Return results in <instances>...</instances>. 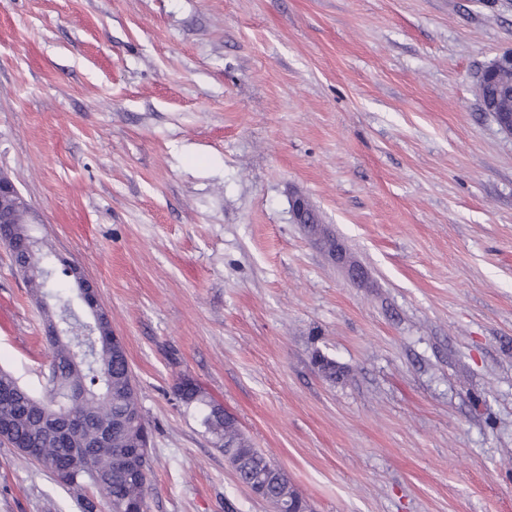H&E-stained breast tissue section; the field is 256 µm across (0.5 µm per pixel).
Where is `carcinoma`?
<instances>
[{
  "label": "carcinoma",
  "mask_w": 512,
  "mask_h": 512,
  "mask_svg": "<svg viewBox=\"0 0 512 512\" xmlns=\"http://www.w3.org/2000/svg\"><path fill=\"white\" fill-rule=\"evenodd\" d=\"M32 227L17 224L0 241L12 252L24 250ZM37 292L54 291L60 314L46 302L39 303L46 321L63 319L70 312L74 325L88 319L86 308L75 309L58 283L39 273L25 274ZM58 376L71 392L66 406L39 399L22 387L11 373L0 369V427L9 443L23 455L38 462L57 481L71 489L98 488L89 475L93 470L106 477L107 492L101 496L111 512H145L151 485V468L143 466L141 432L147 430L134 386L126 371V351L112 343V324L104 318L96 325L95 346L88 358L74 359L85 337L71 334L58 338L45 334ZM180 403L196 409L201 424L216 438V447L241 461L240 477L253 483L263 454L253 451L251 442L238 431L224 429V417L214 414L213 400L202 389L183 378L176 386ZM58 448H86L89 457L68 471L56 465Z\"/></svg>",
  "instance_id": "1"
}]
</instances>
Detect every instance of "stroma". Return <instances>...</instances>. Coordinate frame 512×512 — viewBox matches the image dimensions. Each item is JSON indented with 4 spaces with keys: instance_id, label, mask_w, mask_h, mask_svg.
<instances>
[{
    "instance_id": "obj_1",
    "label": "stroma",
    "mask_w": 512,
    "mask_h": 512,
    "mask_svg": "<svg viewBox=\"0 0 512 512\" xmlns=\"http://www.w3.org/2000/svg\"><path fill=\"white\" fill-rule=\"evenodd\" d=\"M507 49L512 0H0V172L124 340L149 512H273L183 377L313 512H512V136L477 92ZM44 330L0 245V368L39 398ZM93 495L0 442V512ZM308 203L302 197H295L292 201V213L296 224H301L310 240L320 247L330 260L341 268L347 278L354 284L364 285L368 274L354 256L333 235L324 230L321 224H310L304 220V212ZM176 393L180 394L177 397L186 409L194 408L199 412L201 424L208 433L216 438V447L224 450V455L233 453L237 460L242 461L240 477L251 485L259 483L253 481L256 476L255 471L263 460V454L254 448L251 442L238 430L226 431L224 429V423L230 427L237 426L236 417L225 410L222 416L215 415L212 409L213 400H206L202 389L197 384L192 386L186 378L181 379L177 384ZM253 448L256 457L252 455Z\"/></svg>"
}]
</instances>
